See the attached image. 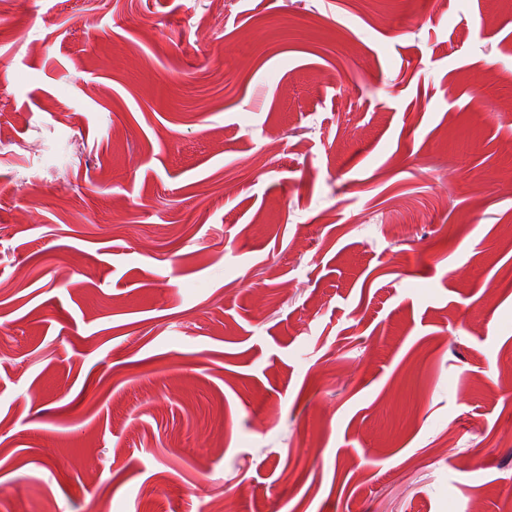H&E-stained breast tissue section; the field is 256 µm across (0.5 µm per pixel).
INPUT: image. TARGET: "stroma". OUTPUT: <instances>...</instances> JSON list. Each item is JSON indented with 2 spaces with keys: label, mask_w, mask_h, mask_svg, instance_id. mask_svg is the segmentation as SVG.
<instances>
[{
  "label": "stroma",
  "mask_w": 512,
  "mask_h": 512,
  "mask_svg": "<svg viewBox=\"0 0 512 512\" xmlns=\"http://www.w3.org/2000/svg\"><path fill=\"white\" fill-rule=\"evenodd\" d=\"M223 2L0 14V512H500L512 10Z\"/></svg>",
  "instance_id": "stroma-1"
}]
</instances>
